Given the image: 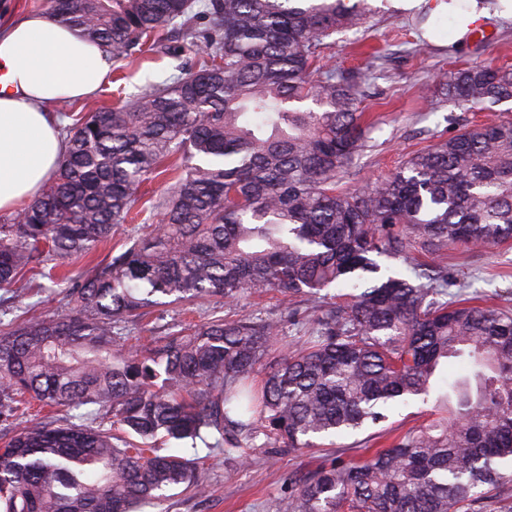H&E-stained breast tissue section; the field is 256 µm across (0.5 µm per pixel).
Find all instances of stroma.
I'll return each mask as SVG.
<instances>
[{
  "label": "stroma",
  "mask_w": 512,
  "mask_h": 512,
  "mask_svg": "<svg viewBox=\"0 0 512 512\" xmlns=\"http://www.w3.org/2000/svg\"><path fill=\"white\" fill-rule=\"evenodd\" d=\"M370 3L374 12L366 28L357 34L337 36L335 48L327 53L328 64L339 68L370 66L376 90L364 102L376 125L369 133L367 148L355 158L350 176L343 181L348 189L391 173L412 152L457 134L463 121L482 124L512 119V100L485 103L467 112L434 102L441 73L489 60L512 66V19L487 21L494 38L480 44L467 36L458 37L448 14L426 16L416 10L404 11L388 6L387 0ZM372 46L382 50L385 62L369 63L366 52ZM196 60L189 42L172 26H165L153 50L116 60L108 85L93 98L68 107L58 103L52 110L62 114L64 125H72L75 117L98 104L153 89L178 73L181 66ZM448 266L465 282V297L512 308V241L479 252L449 250ZM31 305L48 316L61 310L52 290L29 288L16 299L7 293L0 295V312L10 320ZM283 307L279 295L234 305L199 301L193 317L203 323L233 311L244 317L276 320ZM354 442L351 436L340 438L319 453L276 448L260 436L248 456L231 460L202 445L174 442L172 451L198 462L207 491L201 494L183 484L164 491L159 501L145 505L142 512H277V503L287 495L291 479L315 469L326 456L345 460L359 457L361 450Z\"/></svg>",
  "instance_id": "1"
}]
</instances>
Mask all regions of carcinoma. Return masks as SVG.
Here are the masks:
<instances>
[{
	"label": "carcinoma",
	"instance_id": "cac0c4a2",
	"mask_svg": "<svg viewBox=\"0 0 512 512\" xmlns=\"http://www.w3.org/2000/svg\"><path fill=\"white\" fill-rule=\"evenodd\" d=\"M47 4L114 60L167 25L198 60L80 117L42 195L0 218V289L26 287L28 274L68 285L66 312L0 322V426L33 402L52 412L0 447V512H137L180 484L204 492L160 440L212 435L229 457L260 434L318 448L416 398L435 418L386 448L367 437L358 460L320 464L278 512H512V309L468 304L448 265L421 260L512 240V120L465 125L344 189L374 126L369 71L330 66L324 50L366 25L368 0ZM440 84L465 110L512 99V68L475 62ZM170 159L172 183L142 207L160 224L72 276ZM272 291L325 301L286 352L280 322L236 315L124 350L122 323ZM450 360L465 365L451 381Z\"/></svg>",
	"mask_w": 512,
	"mask_h": 512
}]
</instances>
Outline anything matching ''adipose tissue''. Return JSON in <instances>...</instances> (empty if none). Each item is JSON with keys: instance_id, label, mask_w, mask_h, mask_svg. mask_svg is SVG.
Returning <instances> with one entry per match:
<instances>
[{"instance_id": "ef3b65f1", "label": "adipose tissue", "mask_w": 512, "mask_h": 512, "mask_svg": "<svg viewBox=\"0 0 512 512\" xmlns=\"http://www.w3.org/2000/svg\"><path fill=\"white\" fill-rule=\"evenodd\" d=\"M112 64L109 49L54 13L0 25V213L38 197L66 152L52 105L94 96Z\"/></svg>"}]
</instances>
